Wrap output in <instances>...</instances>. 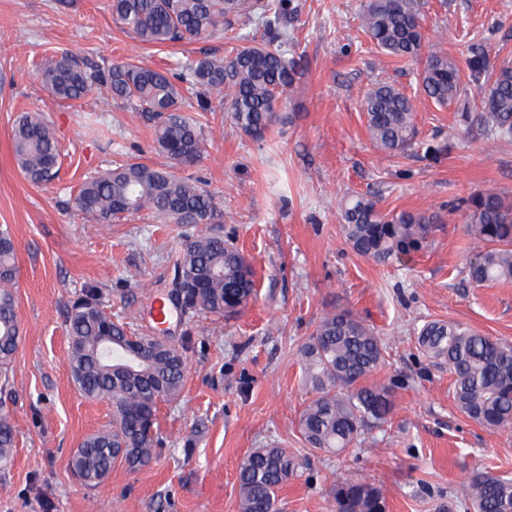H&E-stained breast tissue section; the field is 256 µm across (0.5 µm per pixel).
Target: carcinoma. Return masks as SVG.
Instances as JSON below:
<instances>
[{
    "instance_id": "obj_1",
    "label": "carcinoma",
    "mask_w": 512,
    "mask_h": 512,
    "mask_svg": "<svg viewBox=\"0 0 512 512\" xmlns=\"http://www.w3.org/2000/svg\"><path fill=\"white\" fill-rule=\"evenodd\" d=\"M112 15L127 32L146 44L192 43L211 38L224 25L260 26L265 39L228 55L203 52L187 61L176 80L144 61L113 63L107 74L87 71L64 52L40 69L43 85L60 103L71 105L87 95L92 82L108 85L112 97L152 115L154 148L171 165L124 162L86 177L75 196L76 208L90 222L110 223L144 210L171 224H210L216 207L210 192L185 178L175 165L203 157L213 130L186 113L224 109L245 134L262 139L277 123L287 92L298 77L292 46L282 28L285 0H111ZM359 31L387 54L424 60L425 96L445 104L460 93V71L448 56L428 49L413 0H367ZM467 68L489 92L479 115L486 138L512 137V65L490 64L485 53L471 56ZM369 136L378 149L403 152L416 135L410 97L390 82H377L362 101ZM17 167L35 184L52 180L61 152L54 128L39 114L27 113L13 129ZM470 232L487 244L470 263L476 284L512 282V206L498 193L481 192L468 201ZM342 229L352 248L380 261L423 250L437 216L425 212L383 213L362 196L342 206ZM174 269L182 273L188 313L233 315L255 296L249 259L214 233L183 235ZM17 267L11 229L0 227V371L7 372L18 349ZM68 363L78 390L112 408V427L88 436L74 453L70 468L91 488L104 484L117 462L136 469L155 457L158 439L149 431L161 402L182 392L185 358L174 341L149 333L128 340V326L112 321L100 299L75 301L67 317ZM112 347H102L103 337ZM420 352L448 365L458 409L489 428L512 427V345L461 325L425 323L416 336ZM384 343L349 312L324 315L299 349L304 380L319 393L299 416V430L310 447L329 453L352 448L364 431L385 423L393 409L390 387L368 383L383 360ZM14 432L0 417V466L11 460ZM300 458L276 444L249 453L238 470L240 512H277V491L300 467ZM336 512H386L382 486L339 478L332 488ZM454 502L474 512H512V479L477 471L452 492Z\"/></svg>"
}]
</instances>
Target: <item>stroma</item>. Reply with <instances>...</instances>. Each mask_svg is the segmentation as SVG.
Returning <instances> with one entry per match:
<instances>
[{"label":"stroma","mask_w":512,"mask_h":512,"mask_svg":"<svg viewBox=\"0 0 512 512\" xmlns=\"http://www.w3.org/2000/svg\"><path fill=\"white\" fill-rule=\"evenodd\" d=\"M366 0H287L288 42L302 73L287 94L288 123L258 140L226 113L204 157L179 169L203 181L224 234L253 265L256 295L230 318L171 311L164 335L185 349L178 401L159 404L160 443L149 466L116 463L102 490L81 486L68 462L89 435L110 427L107 403L84 398L67 362V309L99 292L132 332L152 330V302L169 300L182 238L149 212L86 231L73 196L84 178L116 159L167 165L153 148L146 113L94 85L77 107L61 106L38 72L62 52L95 66L142 60L170 73L208 50L219 55L263 39L236 25L206 42L146 45L123 31L111 0H0V224L18 265V350L0 374V415L15 447L0 468V512H240L238 468L275 441L302 460L278 491L280 512H334L337 477L380 484L388 512H440L474 469L512 476V428L490 430L457 408L447 366L417 349L419 328L440 320L512 343V283L478 285L466 268L485 244L470 234L469 199L492 190L512 202V138L487 141L462 110L483 107L476 86L437 104L423 96L421 63L403 62L356 32ZM427 41L465 67L473 50L492 64L512 60V0H414ZM394 83L415 105L417 137L388 155L371 142L361 109L376 81ZM26 111L41 114L62 149L57 179L29 182L12 152ZM450 143L436 155L432 146ZM354 195L378 210L440 216L427 249L379 263L356 253L339 205ZM347 311L385 343L372 382L389 386L394 408L382 427L342 455L312 449L298 415L317 394L297 357L325 313Z\"/></svg>","instance_id":"35a3bbf8"}]
</instances>
